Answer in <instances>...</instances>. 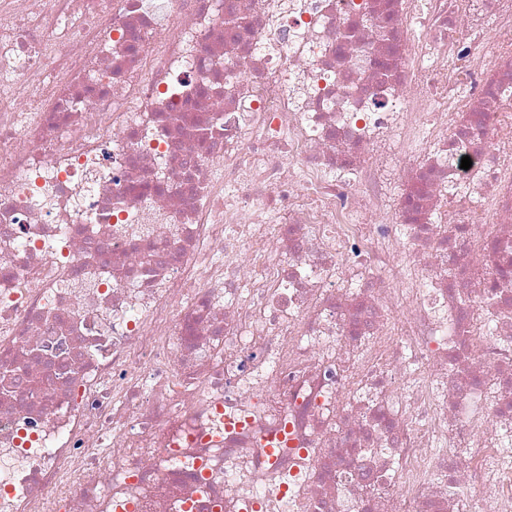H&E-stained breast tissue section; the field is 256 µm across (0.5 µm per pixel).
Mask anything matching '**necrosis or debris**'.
Segmentation results:
<instances>
[{"label": "necrosis or debris", "instance_id": "obj_1", "mask_svg": "<svg viewBox=\"0 0 512 512\" xmlns=\"http://www.w3.org/2000/svg\"><path fill=\"white\" fill-rule=\"evenodd\" d=\"M0 512H512V0H0Z\"/></svg>", "mask_w": 512, "mask_h": 512}]
</instances>
